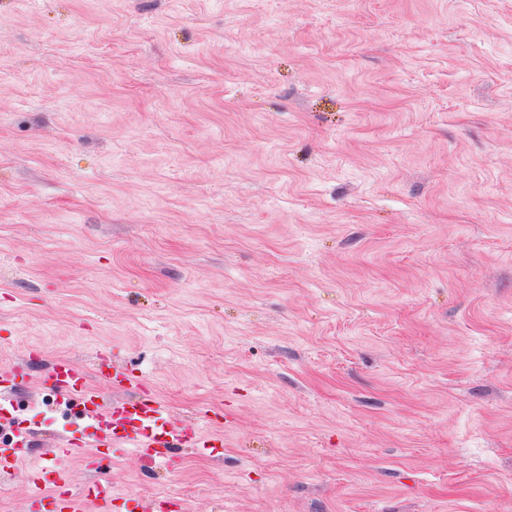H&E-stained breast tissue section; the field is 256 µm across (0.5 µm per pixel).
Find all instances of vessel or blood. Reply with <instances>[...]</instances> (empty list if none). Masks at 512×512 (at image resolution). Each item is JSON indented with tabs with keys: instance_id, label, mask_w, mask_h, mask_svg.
Segmentation results:
<instances>
[{
	"instance_id": "vessel-or-blood-1",
	"label": "vessel or blood",
	"mask_w": 512,
	"mask_h": 512,
	"mask_svg": "<svg viewBox=\"0 0 512 512\" xmlns=\"http://www.w3.org/2000/svg\"><path fill=\"white\" fill-rule=\"evenodd\" d=\"M16 367H0V423L14 422V402L18 390ZM57 398L67 406L73 399H81L85 415L97 429L92 442L63 438L54 450L51 467H34L30 473L33 487L31 507L33 512H83L82 501L69 489V476L62 461L82 458L87 446L108 445L119 451H132L137 457L153 465H169V451L174 447L194 444L208 447L201 428L179 426L169 415L163 401L148 394L138 378L120 368L108 370L106 378L114 392L113 398L101 396L96 387L90 386L86 374L71 361L60 358L49 373ZM13 444L0 448V474H9L29 445L26 430L16 429Z\"/></svg>"
}]
</instances>
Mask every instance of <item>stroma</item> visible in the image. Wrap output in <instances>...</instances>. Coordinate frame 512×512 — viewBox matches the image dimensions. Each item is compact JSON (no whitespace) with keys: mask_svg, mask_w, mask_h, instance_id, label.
<instances>
[{"mask_svg":"<svg viewBox=\"0 0 512 512\" xmlns=\"http://www.w3.org/2000/svg\"><path fill=\"white\" fill-rule=\"evenodd\" d=\"M101 352L215 446L113 512H512V0H0V512ZM18 366L14 364L2 365L0 369V423H11L16 426L12 411L18 390L16 374ZM14 434L16 437L15 442L10 446L1 445L0 448V474L2 476L10 473L11 468L18 462L24 448H27L29 445V432L17 427Z\"/></svg>","mask_w":512,"mask_h":512,"instance_id":"35a3bbf8","label":"stroma"}]
</instances>
